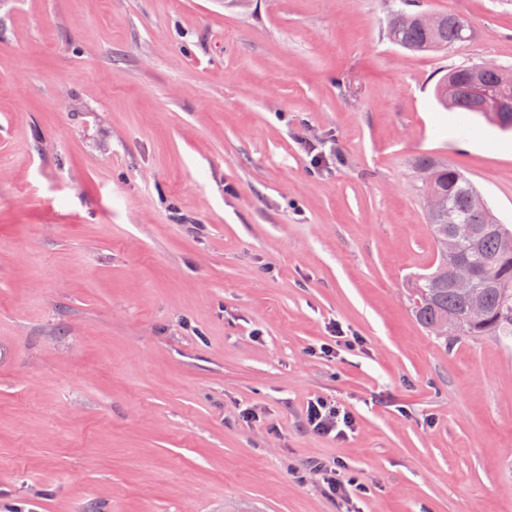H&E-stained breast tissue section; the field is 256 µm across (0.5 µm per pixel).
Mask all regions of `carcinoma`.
Listing matches in <instances>:
<instances>
[{"mask_svg":"<svg viewBox=\"0 0 512 512\" xmlns=\"http://www.w3.org/2000/svg\"><path fill=\"white\" fill-rule=\"evenodd\" d=\"M474 35L470 22L459 15L441 13L429 23L424 13L395 11L388 19V36L396 45L413 53L446 51ZM481 78L489 87H512V71L486 70ZM436 98L444 107L472 111L469 86L456 69L448 71L436 86ZM422 180L436 189L445 205L428 215L434 239L439 247L434 272L415 282L414 313L428 328L439 320L463 336H512V229L500 224L469 180L451 165L424 157L419 160ZM453 209L474 231L464 239L458 257L478 269V288L467 296L448 284V253L444 239L451 226L448 209ZM480 311L467 318L473 303Z\"/></svg>","mask_w":512,"mask_h":512,"instance_id":"obj_1","label":"carcinoma"}]
</instances>
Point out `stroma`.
I'll list each match as a JSON object with an SVG mask.
<instances>
[{"instance_id":"obj_1","label":"stroma","mask_w":512,"mask_h":512,"mask_svg":"<svg viewBox=\"0 0 512 512\" xmlns=\"http://www.w3.org/2000/svg\"><path fill=\"white\" fill-rule=\"evenodd\" d=\"M481 63L512 0H0V512H512V339L412 313L419 157L512 225V132L434 95ZM437 15L429 23L422 12L394 11L388 19V36L413 53L447 51L472 39L474 31L466 18L452 13ZM305 420L308 428L323 436L342 439L347 435V430H352L354 421L346 412H341L335 405L316 397L307 401Z\"/></svg>"}]
</instances>
